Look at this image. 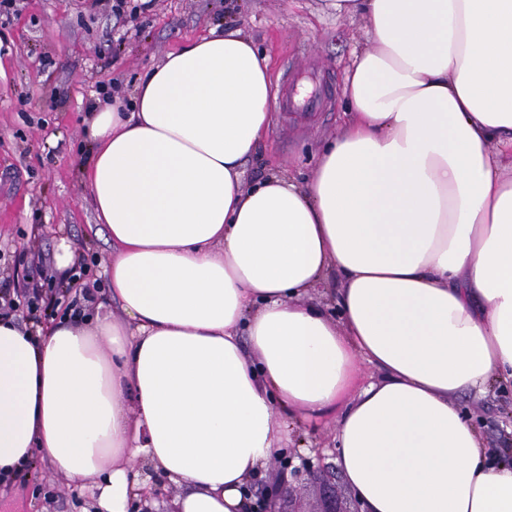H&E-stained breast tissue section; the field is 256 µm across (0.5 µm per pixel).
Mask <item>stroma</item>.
Masks as SVG:
<instances>
[{"instance_id": "35a3bbf8", "label": "stroma", "mask_w": 512, "mask_h": 512, "mask_svg": "<svg viewBox=\"0 0 512 512\" xmlns=\"http://www.w3.org/2000/svg\"><path fill=\"white\" fill-rule=\"evenodd\" d=\"M12 0L0 9V294L35 327L74 308L96 316L97 301L69 289L61 308H35L49 298L60 238L80 247L86 286L104 293L112 257L106 231H94L92 200L81 169L89 154L84 118L97 99L131 96L144 72L217 26L244 29L267 55L273 90H319L320 111L300 116L276 110L267 138L245 165L253 181L278 171L297 182L310 178L322 143L346 107L345 71L370 42L361 17H339L325 0ZM487 447L512 449V389L460 395ZM334 422L289 428L288 456L313 472L285 476L271 460L257 487L288 482L284 512H351L354 494L332 454ZM87 492L44 466L21 473L0 490L11 512H85Z\"/></svg>"}]
</instances>
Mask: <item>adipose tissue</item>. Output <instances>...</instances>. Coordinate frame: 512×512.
I'll return each mask as SVG.
<instances>
[{"label":"adipose tissue","instance_id":"1","mask_svg":"<svg viewBox=\"0 0 512 512\" xmlns=\"http://www.w3.org/2000/svg\"><path fill=\"white\" fill-rule=\"evenodd\" d=\"M331 6L372 46L305 184H243L277 102L240 28L90 112L83 181L121 314L0 316V479L38 454L128 512L143 459L179 484L173 512H246L288 419L332 413L363 512H512V463L458 401L512 381V0ZM336 272V315L303 302ZM362 360L379 376L360 386Z\"/></svg>","mask_w":512,"mask_h":512}]
</instances>
